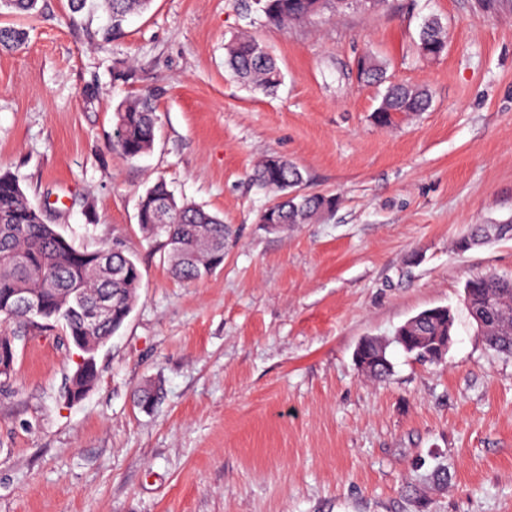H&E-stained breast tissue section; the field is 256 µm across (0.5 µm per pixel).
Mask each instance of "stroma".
<instances>
[{
    "mask_svg": "<svg viewBox=\"0 0 512 512\" xmlns=\"http://www.w3.org/2000/svg\"><path fill=\"white\" fill-rule=\"evenodd\" d=\"M431 15L447 31L437 57L417 48ZM21 24L25 47L0 52V167L75 246L132 251L141 284L76 403L81 353L60 328L0 321L17 351L0 383V512H512V357L463 305L469 279L512 275V237L453 249L470 225L512 224V0H384L285 27L253 0H152L108 41L105 0H39ZM241 33L276 57V92L225 68ZM368 54L430 108L375 125ZM148 93L159 129L129 160L110 148L114 110ZM270 155L335 209L260 224L276 194L251 172ZM160 179L232 232L200 282L174 278L163 239L139 230ZM435 306L455 314L440 363L390 344L387 381L357 368L362 338ZM98 380V370L95 360L84 367L79 364L77 370L72 377L73 391L71 390L70 399L75 401L80 400L79 394L88 387L94 385Z\"/></svg>",
    "mask_w": 512,
    "mask_h": 512,
    "instance_id": "stroma-1",
    "label": "stroma"
}]
</instances>
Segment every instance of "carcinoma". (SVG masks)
Returning a JSON list of instances; mask_svg holds the SVG:
<instances>
[{"label": "carcinoma", "mask_w": 512, "mask_h": 512, "mask_svg": "<svg viewBox=\"0 0 512 512\" xmlns=\"http://www.w3.org/2000/svg\"><path fill=\"white\" fill-rule=\"evenodd\" d=\"M38 0H0V11L34 15ZM110 26L106 37L120 30L127 16L147 11L152 0H106ZM265 20L284 25L303 20L325 9L341 11L352 3L337 0H257ZM27 43L26 31L0 25V51H15ZM422 55L440 54L446 48V33L435 18L426 20L419 32ZM225 65L245 84L255 90L272 91L282 74L267 46L252 35L241 34L225 45ZM360 77L367 82L384 79L385 67L372 55L358 64ZM431 95L424 88L393 85L387 88L373 113V121L381 127L395 123L398 115L424 112ZM116 128L122 135L113 147L126 158L137 159L153 147L159 118L153 99L141 94L121 102L115 109ZM258 186L273 189L279 198L260 215L259 223L285 227L309 224L336 207V198L322 192L306 190V179L293 162L269 156L253 171ZM138 223L147 240L164 238L172 274L186 282H199L211 275L224 262V241L229 229L216 214L177 201L166 183L159 181L139 200ZM497 224H474L470 232L459 238L455 250L464 253L497 235L511 237L512 226L504 233ZM141 272L134 253L126 249L102 246L80 248L62 234L58 225L46 222L40 209L29 202L19 178L0 171V315L27 318L16 310L23 292L41 298V309L32 323H54L61 326L67 342L96 341L106 343L121 328L137 299ZM465 307L469 316H485L481 340L490 349L512 357V275L482 274L464 286ZM102 297L110 299V318L99 322L86 320L81 309ZM448 331V308L434 307L415 323L409 336L398 345L417 359L425 360V341L443 336ZM361 370L374 379H385L392 372L386 346L374 338L357 351ZM98 380L96 362L77 367L73 391L79 394Z\"/></svg>", "instance_id": "cac0c4a2"}]
</instances>
